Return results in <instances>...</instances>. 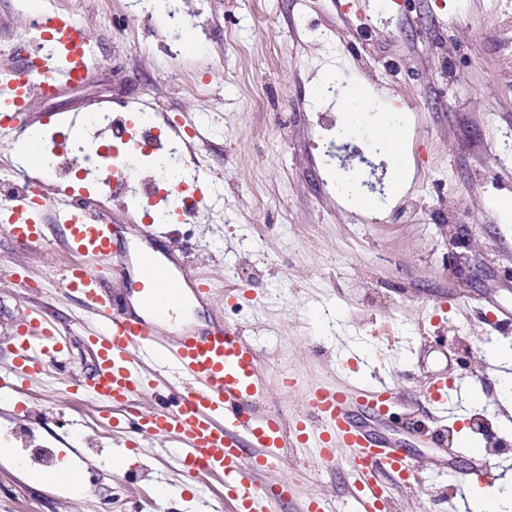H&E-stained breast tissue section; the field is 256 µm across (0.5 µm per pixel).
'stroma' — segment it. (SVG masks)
I'll list each match as a JSON object with an SVG mask.
<instances>
[{"label": "stroma", "instance_id": "obj_1", "mask_svg": "<svg viewBox=\"0 0 512 512\" xmlns=\"http://www.w3.org/2000/svg\"><path fill=\"white\" fill-rule=\"evenodd\" d=\"M53 5L90 30L98 65L85 86L36 99L21 126L48 131L97 102L117 111L150 97L185 123L210 110L221 128L205 148L224 188L223 223L158 225L153 247L172 270L206 278L208 298L186 302L195 321L239 324L253 343L268 386L263 410L280 413L291 432L313 389L392 390L399 421L380 433L421 471L408 487L387 481L384 512H465L478 483L460 475L474 444L494 450L512 475V406L498 389L512 363L492 360L485 342L512 346V322L500 319L512 312V223L492 205L512 198V163L499 161L512 135V0H392L387 9L378 0H198L195 23L180 29L164 0L137 27L128 0ZM27 9L25 0H0V67L28 69L36 54ZM174 30L190 43L170 58L159 45ZM170 68L182 84L169 81ZM324 75L370 90L374 112L407 115L408 176L392 202L363 207L337 195L318 116H339L338 100L312 95ZM194 82L209 94L189 92ZM40 222V248L0 234V373L14 363L10 336L21 315L42 310L69 336L63 380L51 386L34 375L23 393L0 399V448L22 456L17 431L37 408L45 420L36 444L57 449V471L82 488L31 484L36 464L19 470L0 460V512H232L221 481L187 483L166 438L134 443L116 432L93 448L61 426L65 417H98V402L76 389L97 372L86 342L96 322L64 287L76 256L63 246L53 202ZM18 270L33 288L14 286ZM230 288L237 300H226ZM443 374L448 396L435 406L422 392ZM481 409L491 425L479 434L472 423ZM116 448L129 458L121 471L111 465ZM445 448L456 454L441 470L435 458ZM313 453L285 448L256 476L259 488L295 484L273 512H304L320 498L328 512H355L349 449H337L332 465ZM161 484L178 495L158 499Z\"/></svg>", "mask_w": 512, "mask_h": 512}]
</instances>
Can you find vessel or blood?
Segmentation results:
<instances>
[{"mask_svg": "<svg viewBox=\"0 0 512 512\" xmlns=\"http://www.w3.org/2000/svg\"><path fill=\"white\" fill-rule=\"evenodd\" d=\"M88 70L83 56L70 53L61 64L42 59L34 75L0 71V121L10 122L14 113L28 111L32 90L55 94L80 84ZM10 209L17 218L6 224V232L25 245H42L40 206L16 197ZM57 221L67 231V248L84 259L83 264L68 267L64 279L98 322L89 338L98 371L87 391L117 408L113 429L133 423L140 432L166 437L182 460L185 476L221 478L224 494L235 501L237 512H268L271 502L293 494L291 483L259 489L251 480L253 473L279 458L288 436L279 415L257 408L266 386L256 373V349L245 340L242 328L228 322L203 331L169 326L170 313L183 298L167 266L144 253L135 267H128L114 248L118 228L101 217L67 211L58 213ZM92 264L113 268L120 283L134 281L143 314L113 306L98 275L89 272ZM22 324L11 336L15 349L11 374L0 380L1 386L13 390L22 388L30 375L61 365L66 346L59 328L36 312H29ZM169 371L183 382L178 393H171L160 378ZM147 388L160 399L173 395V405L143 409L138 398ZM392 399V392L367 390L361 404L383 418L390 414ZM352 404L350 394L340 389L309 392L308 415L298 422L299 436L314 443L319 460L326 464L335 462L337 447L349 448L348 464L359 478L357 512H379L382 476L406 484L415 479L418 466L402 449L373 440L366 429L353 425ZM248 446L253 449L249 456L244 453Z\"/></svg>", "mask_w": 512, "mask_h": 512, "instance_id": "obj_1", "label": "vessel or blood"}]
</instances>
